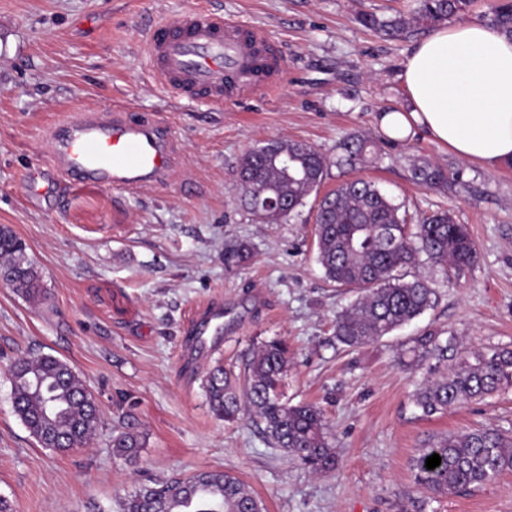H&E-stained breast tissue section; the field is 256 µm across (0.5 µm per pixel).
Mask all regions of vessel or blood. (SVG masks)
<instances>
[{"instance_id": "vessel-or-blood-1", "label": "vessel or blood", "mask_w": 512, "mask_h": 512, "mask_svg": "<svg viewBox=\"0 0 512 512\" xmlns=\"http://www.w3.org/2000/svg\"><path fill=\"white\" fill-rule=\"evenodd\" d=\"M146 54L168 92L189 101L220 104L231 92L266 93L283 78L280 53L262 30L201 8L154 25ZM46 140L52 166L79 184L121 192L159 188L181 167L171 124L129 106L59 116ZM223 330V304H209L195 322L196 351Z\"/></svg>"}]
</instances>
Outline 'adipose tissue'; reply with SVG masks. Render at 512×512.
Listing matches in <instances>:
<instances>
[{
    "instance_id": "1",
    "label": "adipose tissue",
    "mask_w": 512,
    "mask_h": 512,
    "mask_svg": "<svg viewBox=\"0 0 512 512\" xmlns=\"http://www.w3.org/2000/svg\"><path fill=\"white\" fill-rule=\"evenodd\" d=\"M406 105L381 113L394 140L424 132L488 170L512 166V36L485 23L434 29L407 58Z\"/></svg>"
}]
</instances>
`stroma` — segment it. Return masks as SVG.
<instances>
[{
	"mask_svg": "<svg viewBox=\"0 0 512 512\" xmlns=\"http://www.w3.org/2000/svg\"><path fill=\"white\" fill-rule=\"evenodd\" d=\"M414 0H0V225L22 238L48 298L29 302L0 287V498L12 512H121L141 486L199 472L236 476L265 512H512V472L442 498L414 482L411 463L429 440L493 424L512 431V390L426 419L411 402L430 364L416 337H454L457 351L512 347V166L495 171L457 158L424 134L395 141L378 113L406 103L404 63L419 34L395 39L365 28L362 12L409 15ZM204 7L265 32L285 77L264 95L190 104L150 71L149 28ZM132 105L168 119L190 193L178 185L118 193L66 185L46 166L45 131L61 114ZM351 133L371 137L372 161L334 167ZM286 139L332 165L323 188L376 182L410 215L449 210L467 225L479 260L461 274L430 261L405 270L435 291L434 306L360 348L337 341L334 318L351 299L316 262L318 195L274 224L240 200L239 164L253 146ZM461 173L440 193L413 182V165ZM37 174L45 195L29 199ZM249 244L226 270L224 249ZM221 301L242 318L206 359L187 350L189 320ZM290 349L287 396L328 421L336 469L315 474L269 447L251 422L209 409L203 379L215 364L243 372L261 343ZM50 354L92 392L101 423L89 445L56 453L15 415L9 365ZM137 433L138 465L112 448L117 427Z\"/></svg>",
	"mask_w": 512,
	"mask_h": 512,
	"instance_id": "stroma-1",
	"label": "stroma"
}]
</instances>
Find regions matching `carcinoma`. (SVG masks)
Instances as JSON below:
<instances>
[{
  "label": "carcinoma",
  "instance_id": "obj_1",
  "mask_svg": "<svg viewBox=\"0 0 512 512\" xmlns=\"http://www.w3.org/2000/svg\"><path fill=\"white\" fill-rule=\"evenodd\" d=\"M470 0H416L410 16L379 17L362 12L359 23L389 37L413 27L431 28L465 11ZM492 22L512 35V0H499ZM373 141L351 135L340 144L336 166H362ZM330 162L311 145L295 140H272L250 149L239 165L241 201L263 223L291 216L329 176ZM412 179L446 192L452 185L448 169L418 164ZM274 196L283 207L264 210L256 199ZM401 205L373 182L346 180L322 196L315 214L317 263L325 279L359 295L336 315L337 340L356 348L382 339L434 305L435 291L421 278L405 279L401 271L419 261L457 274L478 260L479 250L467 227L450 212L434 211L410 228ZM251 257L248 245L236 243L224 250V266L239 267ZM0 265L14 269L12 289L25 298L46 299L41 276L29 259L26 244L6 226H0ZM452 338L434 332L415 339L410 352L435 361L432 375L417 385L412 403L429 417L451 406L482 401L512 388V349L475 350L447 364ZM288 345L281 339L261 344L245 366L243 376L217 364L205 376L212 412L227 423L245 417L262 429L267 443L296 457L316 473L331 470L336 458L323 412L312 404L292 405L285 395ZM15 414L44 448L67 451L86 443L101 417L96 401L79 375L65 361L51 356H21L8 370ZM114 453L134 461L140 441L130 431L112 434ZM439 454L441 464L425 467L427 457ZM415 483L437 496L476 489L512 472V436L493 427L440 436L420 449L412 463ZM122 512H264L263 503L240 481L224 472H202L143 486L122 502Z\"/></svg>",
  "mask_w": 512,
  "mask_h": 512
}]
</instances>
